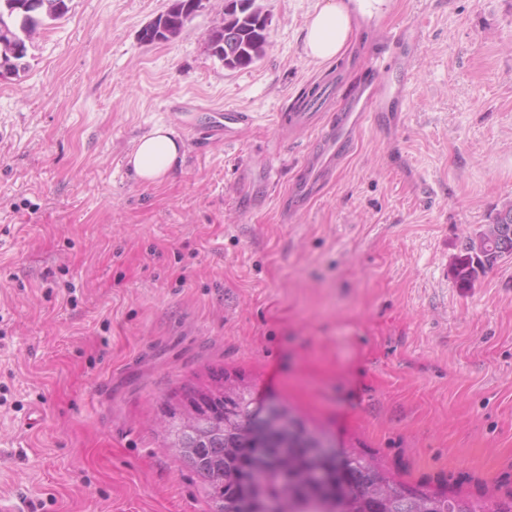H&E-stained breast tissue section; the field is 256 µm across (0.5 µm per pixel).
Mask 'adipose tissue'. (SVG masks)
I'll use <instances>...</instances> for the list:
<instances>
[{
  "mask_svg": "<svg viewBox=\"0 0 512 512\" xmlns=\"http://www.w3.org/2000/svg\"><path fill=\"white\" fill-rule=\"evenodd\" d=\"M387 0H324L307 20L303 51L316 63L341 58L358 39L359 16L380 10ZM184 144L166 126L154 127L136 139L127 156L135 180L158 183L167 178L183 156Z\"/></svg>",
  "mask_w": 512,
  "mask_h": 512,
  "instance_id": "1",
  "label": "adipose tissue"
}]
</instances>
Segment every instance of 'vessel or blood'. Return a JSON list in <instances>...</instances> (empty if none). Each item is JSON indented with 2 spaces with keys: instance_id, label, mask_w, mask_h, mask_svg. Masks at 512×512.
I'll use <instances>...</instances> for the list:
<instances>
[{
  "instance_id": "obj_1",
  "label": "vessel or blood",
  "mask_w": 512,
  "mask_h": 512,
  "mask_svg": "<svg viewBox=\"0 0 512 512\" xmlns=\"http://www.w3.org/2000/svg\"><path fill=\"white\" fill-rule=\"evenodd\" d=\"M401 96V89L391 88L388 83L376 78L359 88L342 104L333 120L317 134L290 186L286 197L289 211H296L307 204L349 154L364 124L390 116Z\"/></svg>"
}]
</instances>
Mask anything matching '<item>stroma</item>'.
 I'll return each instance as SVG.
<instances>
[{
  "label": "stroma",
  "mask_w": 512,
  "mask_h": 512,
  "mask_svg": "<svg viewBox=\"0 0 512 512\" xmlns=\"http://www.w3.org/2000/svg\"><path fill=\"white\" fill-rule=\"evenodd\" d=\"M171 0H65L0 76V496L18 512H210L168 435L189 392L229 381L293 407L395 480L512 494V256L470 287L465 238L512 200V0H390L334 63L303 54L321 0H254L264 55L209 46L224 0L142 42ZM419 42L408 71L377 29ZM411 53V52H410ZM406 90L288 214L334 107L281 122L329 75ZM224 111L251 121L216 139ZM186 144L163 182L126 155ZM184 143L166 126L140 136L127 156L135 180L158 183L167 178L183 156Z\"/></svg>",
  "instance_id": "35a3bbf8"
}]
</instances>
